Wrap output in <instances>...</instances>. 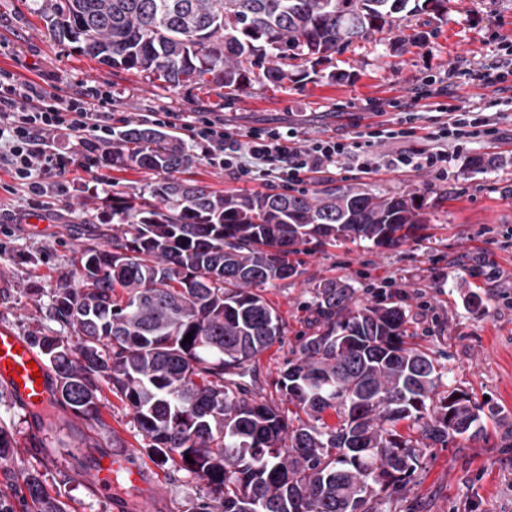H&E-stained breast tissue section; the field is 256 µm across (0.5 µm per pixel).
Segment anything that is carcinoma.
Segmentation results:
<instances>
[{"label": "carcinoma", "instance_id": "obj_1", "mask_svg": "<svg viewBox=\"0 0 512 512\" xmlns=\"http://www.w3.org/2000/svg\"><path fill=\"white\" fill-rule=\"evenodd\" d=\"M409 0H38L54 38L170 88L281 84L288 63L327 58L397 28ZM112 164L161 171L147 194L112 209L115 224L82 248L78 284L49 313L69 336H30L54 372L56 403L103 423L101 391L132 411L151 459L206 492L185 512H401L430 449L486 434L493 408L447 389L412 341L406 309L351 285L312 289V332L272 379L275 406L240 379L285 334L260 287L298 274L289 256L340 239L397 249L429 224L414 193L376 195L321 181L313 194H219L177 173L194 155L176 134L133 125ZM192 342H184L187 334ZM17 441L0 426V474ZM193 462H188L185 455ZM0 512H69L32 471Z\"/></svg>", "mask_w": 512, "mask_h": 512}]
</instances>
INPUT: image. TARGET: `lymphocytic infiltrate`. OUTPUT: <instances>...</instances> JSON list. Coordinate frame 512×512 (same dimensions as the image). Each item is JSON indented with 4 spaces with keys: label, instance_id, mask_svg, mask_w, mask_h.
<instances>
[{
    "label": "lymphocytic infiltrate",
    "instance_id": "lymphocytic-infiltrate-1",
    "mask_svg": "<svg viewBox=\"0 0 512 512\" xmlns=\"http://www.w3.org/2000/svg\"><path fill=\"white\" fill-rule=\"evenodd\" d=\"M435 130L428 132L426 146L395 155L376 156L373 147L385 139L414 138L423 111L405 107L396 125H377L360 138L347 141L335 136L311 138L296 127L254 126L241 131L227 126L213 112L179 117L175 112L114 115L110 97L86 100L60 94L57 86L18 82L13 74L0 71V162H6L15 180L31 195L42 197L47 190L42 176L55 178L58 192L72 168L90 171L99 164L97 156L58 150L57 134L77 144L111 142L117 126L142 123L159 128L181 126L202 158L237 181L274 183L289 188L315 181L329 173L339 161H349L361 173L382 169L393 172L425 170L442 178L448 174L453 155L477 140L496 135L497 129L483 113L463 107H440Z\"/></svg>",
    "mask_w": 512,
    "mask_h": 512
}]
</instances>
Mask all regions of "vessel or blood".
<instances>
[{
    "label": "vessel or blood",
    "instance_id": "obj_1",
    "mask_svg": "<svg viewBox=\"0 0 512 512\" xmlns=\"http://www.w3.org/2000/svg\"><path fill=\"white\" fill-rule=\"evenodd\" d=\"M0 388L29 410L54 401L49 367L24 336L5 327L0 328Z\"/></svg>",
    "mask_w": 512,
    "mask_h": 512
}]
</instances>
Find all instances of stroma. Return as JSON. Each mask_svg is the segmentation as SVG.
<instances>
[{
  "label": "stroma",
  "mask_w": 512,
  "mask_h": 512,
  "mask_svg": "<svg viewBox=\"0 0 512 512\" xmlns=\"http://www.w3.org/2000/svg\"><path fill=\"white\" fill-rule=\"evenodd\" d=\"M34 6L35 0H0V70L22 82L47 80L70 95L111 94L116 112H220L225 123L240 128L293 125L309 137L352 138L367 124L397 118L400 105L413 102L415 88L431 82L447 87L449 104L480 108L496 122L497 136L453 157L444 179L424 170L337 169L332 179L339 186L424 197L430 222L421 240L395 250L347 240L308 246L299 256L300 276L263 288L285 336L257 357L256 377L247 387L254 398L279 402L271 381L307 329L304 307L320 281L385 289L406 308L418 342L444 366L450 387L488 398L499 412L483 439L462 436L432 449L402 512H512V77L485 87L476 71L512 52V0H448L441 15L405 14V34L420 39L407 52H396L389 41L360 42L328 61H295L282 86L255 83L233 96L220 83L169 89L145 73L81 55L72 44L53 40ZM463 60L471 71L450 73ZM333 71L342 80L330 81ZM478 154L494 156L495 166L470 168V157ZM158 177L109 164L94 173L75 170L67 176L66 196L47 193V224L34 233L10 221L14 213L30 212L31 199L0 163V327L23 336L61 334L49 315L50 297L62 277L77 280L71 260L87 245L91 225L111 221L115 202L142 194ZM476 265L484 271L478 278L469 274ZM474 291L481 298L477 306L469 302ZM101 402L99 423L54 407L37 422L0 390V424L17 441L16 476L40 470L48 490L72 512H184L202 494V483L174 466L158 467L131 413L110 392ZM102 457L129 459L142 470V486L127 482L120 469L111 491L84 483L83 475Z\"/></svg>",
  "instance_id": "stroma-1"
}]
</instances>
